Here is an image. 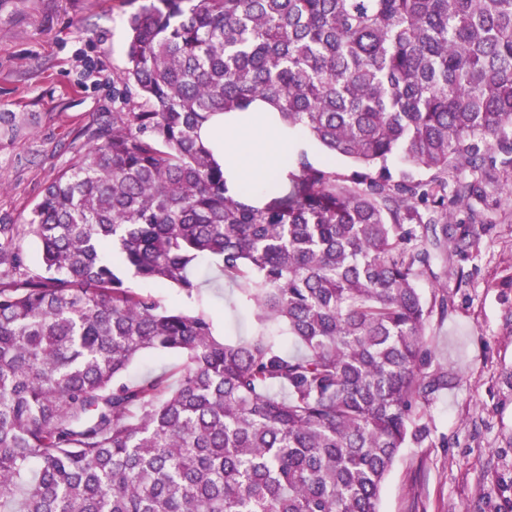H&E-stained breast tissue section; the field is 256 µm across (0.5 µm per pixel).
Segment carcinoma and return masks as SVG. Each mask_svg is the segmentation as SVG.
I'll list each match as a JSON object with an SVG mask.
<instances>
[{
    "mask_svg": "<svg viewBox=\"0 0 512 512\" xmlns=\"http://www.w3.org/2000/svg\"><path fill=\"white\" fill-rule=\"evenodd\" d=\"M127 25L90 147L0 224V512H380L448 388L422 282L512 185V0H142ZM256 98L355 169L303 146L263 206L228 195L199 131ZM204 259L250 335L217 334ZM147 353L181 363L129 379ZM296 131V134L301 139V142L305 143L308 151L309 158L313 163H321V162H329L333 168L336 169V173L344 175L350 173L352 170V165L348 160H344L341 158L330 159L329 155L323 151L320 147H318L315 143H313L308 136L302 134L301 132Z\"/></svg>",
    "mask_w": 512,
    "mask_h": 512,
    "instance_id": "obj_1",
    "label": "carcinoma"
}]
</instances>
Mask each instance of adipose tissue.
Returning a JSON list of instances; mask_svg holds the SVG:
<instances>
[{"instance_id": "obj_1", "label": "adipose tissue", "mask_w": 512, "mask_h": 512, "mask_svg": "<svg viewBox=\"0 0 512 512\" xmlns=\"http://www.w3.org/2000/svg\"><path fill=\"white\" fill-rule=\"evenodd\" d=\"M277 119L272 104L257 100L246 111L215 114L203 126L201 137L215 143L230 193L254 196L257 185L287 170L295 143L280 133Z\"/></svg>"}]
</instances>
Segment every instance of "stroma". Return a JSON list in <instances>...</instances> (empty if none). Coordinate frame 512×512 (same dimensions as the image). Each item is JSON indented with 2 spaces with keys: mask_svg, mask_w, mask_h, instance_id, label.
<instances>
[{
  "mask_svg": "<svg viewBox=\"0 0 512 512\" xmlns=\"http://www.w3.org/2000/svg\"><path fill=\"white\" fill-rule=\"evenodd\" d=\"M132 0H0V224L24 223L43 188L89 145L127 65ZM475 225L477 252L437 262L447 314L423 334L451 387L425 408L431 442L401 449L380 512H512V192ZM220 335L247 334L230 282L211 289Z\"/></svg>",
  "mask_w": 512,
  "mask_h": 512,
  "instance_id": "stroma-1",
  "label": "stroma"
}]
</instances>
